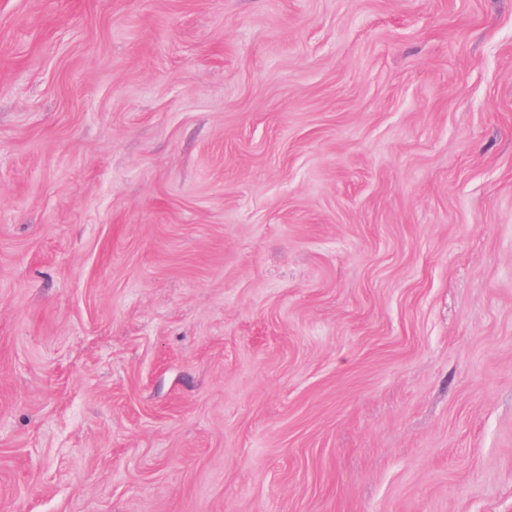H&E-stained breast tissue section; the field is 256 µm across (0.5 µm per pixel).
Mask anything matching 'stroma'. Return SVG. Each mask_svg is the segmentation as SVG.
I'll use <instances>...</instances> for the list:
<instances>
[{"mask_svg":"<svg viewBox=\"0 0 512 512\" xmlns=\"http://www.w3.org/2000/svg\"><path fill=\"white\" fill-rule=\"evenodd\" d=\"M0 512H512V0H0Z\"/></svg>","mask_w":512,"mask_h":512,"instance_id":"obj_1","label":"stroma"}]
</instances>
